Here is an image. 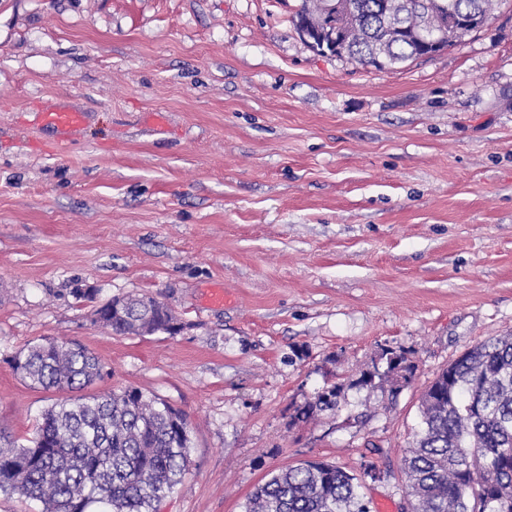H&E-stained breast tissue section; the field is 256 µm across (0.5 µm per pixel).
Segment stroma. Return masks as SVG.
Listing matches in <instances>:
<instances>
[{"mask_svg":"<svg viewBox=\"0 0 512 512\" xmlns=\"http://www.w3.org/2000/svg\"><path fill=\"white\" fill-rule=\"evenodd\" d=\"M300 0H0V434L28 445L62 391L12 358L98 356L103 391L186 414L160 512H244L271 471L362 463L403 512L404 451L434 378L512 335V0L392 69L312 50ZM85 115L65 147L42 113ZM221 288L224 305L209 304ZM148 294L174 336L92 311ZM413 382L358 384L381 349ZM340 385L336 411L295 421Z\"/></svg>","mask_w":512,"mask_h":512,"instance_id":"35a3bbf8","label":"stroma"}]
</instances>
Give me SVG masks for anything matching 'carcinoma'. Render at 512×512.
<instances>
[{"label": "carcinoma", "instance_id": "obj_1", "mask_svg": "<svg viewBox=\"0 0 512 512\" xmlns=\"http://www.w3.org/2000/svg\"><path fill=\"white\" fill-rule=\"evenodd\" d=\"M350 0L330 32L317 19L334 0H302L295 20L310 28V47L362 66L393 67L437 50L416 36L442 30L446 48L479 27L450 23L489 20L503 0ZM102 327L115 335H174L179 319L149 295L115 296L98 305ZM23 380L43 389L82 390L102 378L99 359L79 343L49 340L12 358ZM404 351L388 368L362 372L359 383L389 385L395 394L414 380ZM340 387L318 393L297 410L304 422L339 408ZM422 424L403 457L413 512H512V336L490 338L452 362L421 398ZM190 463L186 415L136 389L105 391L57 402L40 414L30 445L0 446V492L41 504V512H159ZM358 478L324 462L272 472L248 499L245 512H369Z\"/></svg>", "mask_w": 512, "mask_h": 512}]
</instances>
